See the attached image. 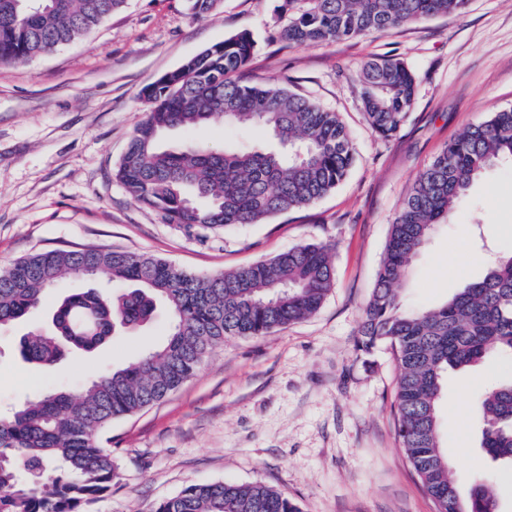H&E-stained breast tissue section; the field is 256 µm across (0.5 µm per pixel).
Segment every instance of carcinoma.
I'll return each instance as SVG.
<instances>
[{"label":"carcinoma","instance_id":"obj_1","mask_svg":"<svg viewBox=\"0 0 512 512\" xmlns=\"http://www.w3.org/2000/svg\"><path fill=\"white\" fill-rule=\"evenodd\" d=\"M469 0H284L280 39L294 45L355 38L430 17L463 12ZM125 0H0V62L45 55L90 32ZM248 32L189 59L167 81L144 90L149 110L136 127L115 179L137 204L192 234L308 208L346 178L355 162L339 115L286 88L241 80L253 54ZM413 72L401 60L366 62L360 97L382 137L395 136L415 99ZM251 124L264 148L163 145L165 134L213 123ZM512 161V108L468 127L448 142L412 182L390 224L358 348L385 343L397 367L398 437L424 492L439 512H500L486 480L458 490L438 433V404L450 368L491 355L512 366V252L496 257L484 277L440 306L401 309L398 290L434 227L448 221L484 170ZM106 272L127 284L58 297L47 330L19 337L20 358L49 368L69 353H91L120 333L167 315L166 338L84 391L52 390L0 417V512H80L112 488V451L102 429L165 399L229 337L263 336L308 318L334 286L329 249L304 244L274 258L211 276L186 273L153 256L111 249L48 250L0 270V329L38 311L44 293L67 277ZM480 448L512 465V375L478 399ZM155 512H300L267 485L195 484L160 502Z\"/></svg>","mask_w":512,"mask_h":512}]
</instances>
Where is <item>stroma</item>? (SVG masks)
Here are the masks:
<instances>
[{
    "label": "stroma",
    "instance_id": "stroma-1",
    "mask_svg": "<svg viewBox=\"0 0 512 512\" xmlns=\"http://www.w3.org/2000/svg\"><path fill=\"white\" fill-rule=\"evenodd\" d=\"M283 0H217L197 15L189 0H126L75 42L23 62H0V267L51 250L101 247L164 259L196 275L249 266L306 243L329 247L335 283L312 317L259 337L226 339L160 402L113 420L112 489L86 512H153L192 484L264 483L302 512H437L397 433V369L387 346L357 349L389 227L415 177L448 141L512 107V0H469L458 15L293 46L278 39ZM256 42L243 73L309 96L337 112L357 161L345 181L308 209L264 224L187 235L128 198L114 180L146 86L236 33ZM393 56L415 73L409 119L391 139L372 131L360 72ZM176 143L253 147L259 129L210 125L173 131ZM512 251V169H486L449 221L436 225L400 289L404 308L436 307L481 279L485 265L458 259ZM46 312L0 331V412L49 390L79 391L160 344L165 315L54 367L25 363L12 341ZM512 375L498 362L449 370L439 405L444 451L460 491L485 477L500 512H512V466L480 447L475 403Z\"/></svg>",
    "mask_w": 512,
    "mask_h": 512
}]
</instances>
